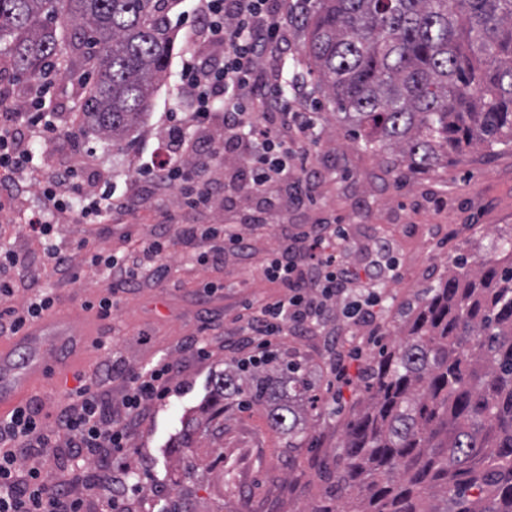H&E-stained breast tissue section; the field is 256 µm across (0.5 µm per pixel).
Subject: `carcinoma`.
<instances>
[{"mask_svg":"<svg viewBox=\"0 0 512 512\" xmlns=\"http://www.w3.org/2000/svg\"><path fill=\"white\" fill-rule=\"evenodd\" d=\"M173 2L0 0V41L17 74L62 57L87 86L84 125L116 145L167 73ZM303 24L324 97L386 167L512 144V0H312ZM491 250L398 309L404 338L363 371L324 503L305 512H512V235ZM240 394L290 435L317 403L289 352L237 363L212 417Z\"/></svg>","mask_w":512,"mask_h":512,"instance_id":"1","label":"carcinoma"}]
</instances>
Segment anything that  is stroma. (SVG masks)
Wrapping results in <instances>:
<instances>
[{"label": "stroma", "mask_w": 512, "mask_h": 512, "mask_svg": "<svg viewBox=\"0 0 512 512\" xmlns=\"http://www.w3.org/2000/svg\"><path fill=\"white\" fill-rule=\"evenodd\" d=\"M193 7L192 0H175L170 21L177 37L168 76L155 92L143 126L118 146L82 129L74 140L64 137L46 146L32 143V151L45 154L53 167H79V179L86 185L98 182L103 172L123 182L132 172L133 160L149 159L166 116L183 119L192 109L181 90L180 70ZM309 69L308 59L300 54L285 67L283 77L288 80L298 72L308 78V94L296 107L314 113L320 134L312 150V165L322 173L315 198L275 215L273 225L256 230L249 255H228L223 263L202 266L195 256L206 250V243L177 242L167 258L171 275L162 281L142 275L136 288L121 294L111 317L101 321L82 309L108 285L90 256L75 255L77 277L47 271L38 282L55 294L57 311L92 340L104 343L100 349L89 345L68 353L54 376L35 381L33 393L44 414H54L67 404L77 376L93 373L112 357L122 358L131 368H148L162 359L177 365L179 390L133 428L130 442L136 454L118 459L141 477L139 490L128 494V512H159L161 505L178 496L192 512H260L265 504L272 512H301L318 493L310 462L332 456L342 444L340 425L355 400V382L381 345L397 344L401 338L394 324L400 303L446 275L450 262L461 257L475 260L478 248L487 247L492 234L512 232V145L471 150L432 171L389 170L352 143L345 123ZM85 94L83 85L58 78L44 96L46 109L72 121ZM89 148L100 159L98 168L80 166V153ZM169 215L184 224H221L226 219L218 205L181 210L177 191L169 190L149 195L130 212L99 223L74 224L61 217L57 241L66 248L85 239L97 251L124 254L136 240L157 232ZM318 223L348 225V260L355 271L382 270L377 282L382 296L380 332L366 330L341 337L335 344L321 333L278 338V350L296 352L316 393L324 397L321 417L311 428L298 462L289 468L284 464L289 437L271 431L265 408L227 400L220 432L211 430L205 409L218 376L242 356L234 345L238 327L234 316L240 306L254 298L273 301L281 294L261 275L263 258L297 225ZM389 262L394 265L390 271L385 268ZM205 282L220 284L221 289L204 300L199 291ZM143 330L148 336L142 341L138 334ZM199 335L207 338L209 359H198L185 348ZM333 351L349 361L350 382L337 384L335 396L330 397L325 393L327 379L318 367ZM189 427L200 435L192 448L179 451L181 434Z\"/></svg>", "instance_id": "obj_1"}]
</instances>
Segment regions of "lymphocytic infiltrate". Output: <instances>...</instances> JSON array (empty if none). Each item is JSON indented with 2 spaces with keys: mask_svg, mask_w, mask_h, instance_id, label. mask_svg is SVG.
I'll list each match as a JSON object with an SVG mask.
<instances>
[{
  "mask_svg": "<svg viewBox=\"0 0 512 512\" xmlns=\"http://www.w3.org/2000/svg\"><path fill=\"white\" fill-rule=\"evenodd\" d=\"M194 18L181 66L182 87L192 101L193 134L183 123L168 120L159 132L151 164L135 169L123 192L112 183L86 189L72 168L55 169L37 177L29 147L31 139L57 140L63 133L53 113H29L23 125L0 121V211L21 185H39L44 204L24 213L22 221L42 245L44 260L64 275L73 271V254L53 242L54 215L74 213L93 224L105 214L124 212L147 188L177 190L184 208L212 207L223 199L225 211L238 213L230 224H181L167 218L162 230L140 239L137 249L123 257L94 254L92 262L108 271L110 283L97 301L84 309L97 319L110 317L119 293L133 288L143 272L168 275L167 253L176 241L198 239L208 248L197 256L200 265L252 248L241 227L266 226L276 210L303 204L313 188L306 163L314 144L313 119L297 112L293 101L304 98L296 83L284 94L279 63L292 54L288 38L292 15L289 0H195ZM347 240L344 226L305 224L280 248L268 254L261 272L283 288L274 303L243 305L236 316L247 335L242 347L267 351L285 335L338 336L335 317L354 328L375 325L381 298L376 274L356 277L342 253L326 246L327 236ZM26 254L0 246V334L18 336L32 323L50 316L53 292L39 290L23 307L12 299L22 282H37ZM127 383L125 413L116 417L105 386L114 374ZM176 373L173 362L143 371L113 361L88 376H78L69 402L52 421L39 407L26 402L0 417V512H88L85 499L70 480L51 474L43 460L58 438H66L74 457L96 464L88 488L107 493L101 512H127L130 491L126 472L114 471L115 453H129V429L140 411L168 397ZM37 457L35 465L26 460Z\"/></svg>",
  "mask_w": 512,
  "mask_h": 512,
  "instance_id": "f902f5d3",
  "label": "lymphocytic infiltrate"
}]
</instances>
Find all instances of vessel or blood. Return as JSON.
Here are the masks:
<instances>
[{
  "instance_id": "b4317fda",
  "label": "vessel or blood",
  "mask_w": 512,
  "mask_h": 512,
  "mask_svg": "<svg viewBox=\"0 0 512 512\" xmlns=\"http://www.w3.org/2000/svg\"><path fill=\"white\" fill-rule=\"evenodd\" d=\"M82 342V333L75 325L51 316L26 328L9 350L0 349V411L14 405L59 352Z\"/></svg>"
}]
</instances>
